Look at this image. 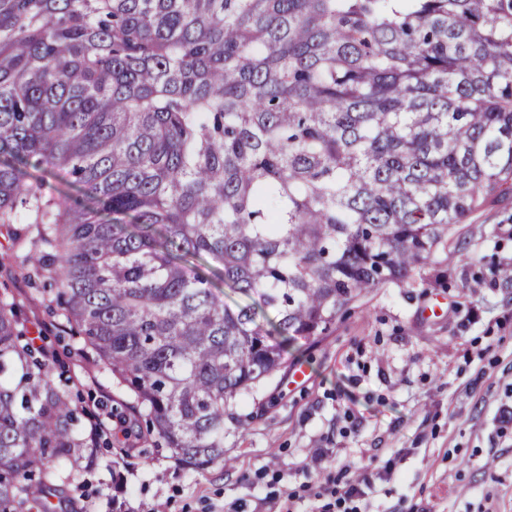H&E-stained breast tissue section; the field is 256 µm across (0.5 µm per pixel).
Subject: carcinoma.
<instances>
[{
  "instance_id": "obj_1",
  "label": "carcinoma",
  "mask_w": 512,
  "mask_h": 512,
  "mask_svg": "<svg viewBox=\"0 0 512 512\" xmlns=\"http://www.w3.org/2000/svg\"><path fill=\"white\" fill-rule=\"evenodd\" d=\"M32 161L82 198L43 195ZM507 192L512 0H0L11 269L51 286L134 442L185 468L229 464L285 343L466 256L454 227ZM53 362L0 297V512H68L102 450L134 451Z\"/></svg>"
}]
</instances>
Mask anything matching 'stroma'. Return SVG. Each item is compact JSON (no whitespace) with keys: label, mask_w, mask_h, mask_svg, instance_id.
Instances as JSON below:
<instances>
[{"label":"stroma","mask_w":512,"mask_h":512,"mask_svg":"<svg viewBox=\"0 0 512 512\" xmlns=\"http://www.w3.org/2000/svg\"><path fill=\"white\" fill-rule=\"evenodd\" d=\"M461 233L468 257L437 254L416 287L375 289L324 336L287 345V373L239 403L254 422L225 432L230 466L186 469L141 444L117 493L126 512H261L265 498L291 493L299 512H317L310 485L344 467L367 482L361 512H512V424L501 419L512 407V285L494 272L512 264V194ZM3 293L110 414L108 373L75 354L41 291L1 271ZM435 297L447 305L426 316Z\"/></svg>","instance_id":"1"}]
</instances>
